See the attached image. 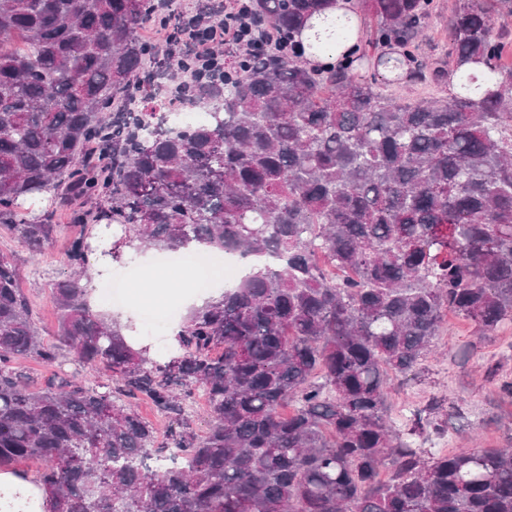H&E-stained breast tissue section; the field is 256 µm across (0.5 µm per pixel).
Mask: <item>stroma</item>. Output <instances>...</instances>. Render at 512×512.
<instances>
[{
	"mask_svg": "<svg viewBox=\"0 0 512 512\" xmlns=\"http://www.w3.org/2000/svg\"><path fill=\"white\" fill-rule=\"evenodd\" d=\"M54 223L60 230L41 254H33L0 227V255H6L19 271V285L29 298L33 314L41 327L45 342H53L57 311L52 284L62 277L61 259L69 246L65 211H57ZM159 271L158 256L146 254L107 270L95 280L96 287L108 286L116 273L133 278L146 300L134 303L131 295L113 302L116 311H131L135 330H142L146 315L171 314L173 322L184 317L178 284H170L165 297L152 300L156 291L154 274ZM470 349L469 359L460 351ZM512 381V324L503 325L497 336L481 338L474 324L449 317L434 351L424 356L415 371L395 377L388 398V417L396 419L405 407L419 411L434 401L442 403L448 415V432L452 448L471 444L473 449L512 448V397L501 390L503 382Z\"/></svg>",
	"mask_w": 512,
	"mask_h": 512,
	"instance_id": "1",
	"label": "stroma"
}]
</instances>
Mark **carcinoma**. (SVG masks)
I'll return each instance as SVG.
<instances>
[{
    "instance_id": "cac0c4a2",
    "label": "carcinoma",
    "mask_w": 512,
    "mask_h": 512,
    "mask_svg": "<svg viewBox=\"0 0 512 512\" xmlns=\"http://www.w3.org/2000/svg\"><path fill=\"white\" fill-rule=\"evenodd\" d=\"M332 2L251 0L296 44ZM362 6L375 26L337 67L276 52L176 82L178 43L138 36L152 0H0V225L41 253L57 225L25 203L45 196L75 229L54 344L0 257V467L40 461L51 512H512V448L426 459L386 416L388 375L413 371L448 314L483 336L512 322V43L496 32L512 0H459L446 69L420 55L435 0ZM392 44L416 80L456 77L459 92L403 102L358 78ZM160 89L210 119L157 134L131 103ZM101 222L124 228L115 261L204 244L279 267L190 310L161 365L128 344L130 323L91 309L85 229ZM25 355L111 382L75 372L33 391L14 368ZM426 412L411 433L448 432Z\"/></svg>"
}]
</instances>
